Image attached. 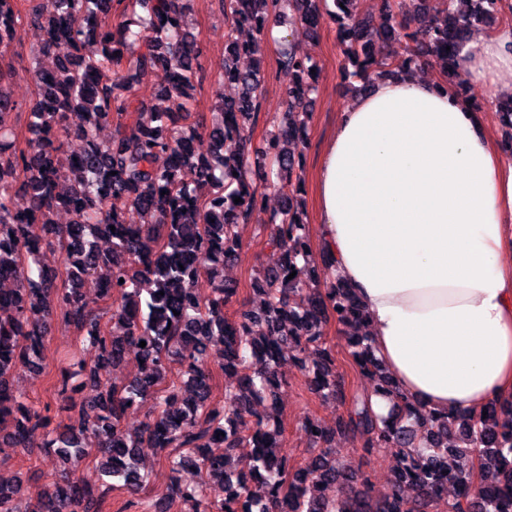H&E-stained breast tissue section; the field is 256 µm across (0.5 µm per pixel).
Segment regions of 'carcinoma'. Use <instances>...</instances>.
I'll return each mask as SVG.
<instances>
[{
	"label": "carcinoma",
	"instance_id": "obj_1",
	"mask_svg": "<svg viewBox=\"0 0 512 512\" xmlns=\"http://www.w3.org/2000/svg\"><path fill=\"white\" fill-rule=\"evenodd\" d=\"M354 2L333 0L330 11L322 0H226L221 80L237 93L221 96V120L203 137L192 122L202 48L186 28L187 0H55L47 14L29 0L24 15L16 0H0V284H13L0 287V449L42 448L55 471L25 508L18 504L22 478L0 481V512H102L112 491L143 487L139 461L147 454L170 476L153 512H170L177 500L194 503V512H428L450 480L458 490L448 512H512V405L506 413L493 402L484 418L442 416L398 396L361 329L352 289L334 277L321 288L306 276L317 264L329 270L330 262L310 250L299 194L270 217L266 244L281 261L254 279L263 305L240 309L234 321L224 315L238 292L224 282V261L241 250L238 226L262 196L249 165H257L267 188L301 181L300 145L316 90L314 62L282 50L286 109L277 132L256 141L264 75L241 66V58L257 56L289 11L311 36L327 17L338 23L353 67L346 78L368 81L373 67L392 72L432 53L462 85L457 53L475 25L491 27L502 14V0H475L468 12L454 0H422L414 20L398 0H378L385 25L376 29L357 16ZM25 21L41 32L35 55L52 58L53 66L32 69L37 91L28 110L37 138L20 147V104L3 86L16 76L12 48ZM403 39L412 42L406 56L379 57L377 44ZM159 67L168 72L162 112L148 109L136 89ZM72 115L79 117L74 128ZM110 125L113 134L100 141ZM71 139L78 150L66 149ZM17 195L27 199L22 209L14 207ZM237 197L242 202L234 203ZM129 210L139 222L128 220ZM47 248L59 250L65 275L42 264ZM202 279L211 288L206 298L197 292ZM88 287L98 289L105 310L89 306ZM56 316L97 348L98 359L54 384L64 396L79 376L93 395L67 407L77 410V421L51 431L49 417L26 403L16 382L44 371ZM331 318L356 330L350 356L373 378L372 388L348 395L336 382L322 331ZM131 349L143 361L141 375L123 386L103 378ZM310 352L317 359L309 365ZM215 355L219 370L236 380L221 400L213 391ZM286 357L305 372L312 392L348 403L333 431L305 419L306 435L322 452L293 473L281 454V425L256 412L264 403L277 409ZM377 395L392 401L385 415L373 408ZM146 400L145 419L129 428L130 411ZM338 434L366 451L395 452L391 493L375 498L364 472L336 466ZM92 454L102 475L120 484L90 487L70 478L66 467ZM183 471L198 473L199 482L181 483Z\"/></svg>",
	"mask_w": 512,
	"mask_h": 512
}]
</instances>
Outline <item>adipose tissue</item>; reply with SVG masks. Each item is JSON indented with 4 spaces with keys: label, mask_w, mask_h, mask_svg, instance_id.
Masks as SVG:
<instances>
[{
    "label": "adipose tissue",
    "mask_w": 512,
    "mask_h": 512,
    "mask_svg": "<svg viewBox=\"0 0 512 512\" xmlns=\"http://www.w3.org/2000/svg\"><path fill=\"white\" fill-rule=\"evenodd\" d=\"M512 95V27L457 57ZM319 249L358 295L391 383L434 414L512 399V161L469 98L414 69L374 77L318 162Z\"/></svg>",
    "instance_id": "adipose-tissue-1"
}]
</instances>
